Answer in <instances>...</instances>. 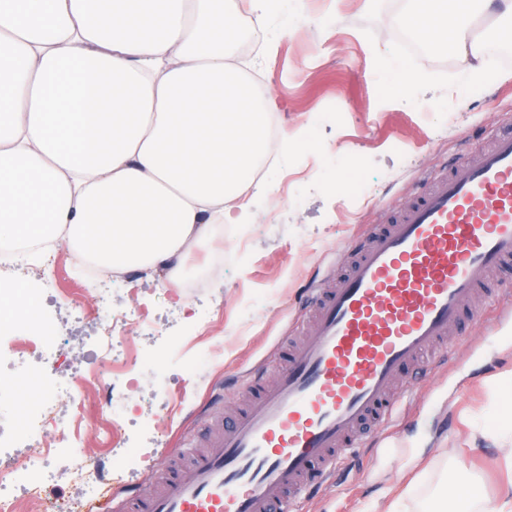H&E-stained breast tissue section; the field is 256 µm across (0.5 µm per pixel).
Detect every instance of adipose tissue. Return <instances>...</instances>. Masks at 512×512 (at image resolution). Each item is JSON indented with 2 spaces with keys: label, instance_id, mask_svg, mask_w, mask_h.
<instances>
[{
  "label": "adipose tissue",
  "instance_id": "1",
  "mask_svg": "<svg viewBox=\"0 0 512 512\" xmlns=\"http://www.w3.org/2000/svg\"><path fill=\"white\" fill-rule=\"evenodd\" d=\"M475 0H409L429 42L483 57ZM234 0H0V242L65 243L179 284L216 225L246 223L273 98L236 74Z\"/></svg>",
  "mask_w": 512,
  "mask_h": 512
}]
</instances>
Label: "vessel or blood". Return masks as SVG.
Wrapping results in <instances>:
<instances>
[{
	"mask_svg": "<svg viewBox=\"0 0 512 512\" xmlns=\"http://www.w3.org/2000/svg\"><path fill=\"white\" fill-rule=\"evenodd\" d=\"M340 261L334 287L309 291L304 336L251 378L247 405L202 453L158 490L116 487L86 512H288L306 488L335 482L350 450L392 422L404 370L447 361L471 301L492 298L499 319L512 317V300L489 285L512 271V131Z\"/></svg>",
	"mask_w": 512,
	"mask_h": 512,
	"instance_id": "obj_1",
	"label": "vessel or blood"
}]
</instances>
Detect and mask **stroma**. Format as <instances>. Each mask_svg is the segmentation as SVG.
I'll use <instances>...</instances> for the list:
<instances>
[{
  "instance_id": "35a3bbf8",
  "label": "stroma",
  "mask_w": 512,
  "mask_h": 512,
  "mask_svg": "<svg viewBox=\"0 0 512 512\" xmlns=\"http://www.w3.org/2000/svg\"><path fill=\"white\" fill-rule=\"evenodd\" d=\"M404 0H276L261 27L266 33L256 78L277 99L276 122L288 148L268 173L270 191L253 194L245 224L224 225V266L209 288L194 294L171 286L163 275L131 270L113 289L112 308L137 306L148 322L121 342L112 370L126 383L125 433L111 443L92 441L85 450L97 464L115 449L134 444L135 464L116 482L149 490L161 480L171 453L191 447L205 416L240 397L251 375L280 356L301 315L307 283L327 275L349 242L386 221L396 208L431 183L445 167L480 152L502 122L512 123V68L507 79L469 83L476 61L435 45L405 56L392 31ZM296 24L282 31L283 14ZM398 61L416 76L409 102H402L390 70ZM467 97H459L461 84ZM431 101L425 111L421 101ZM361 169L371 181L368 204H349L339 189L343 176ZM45 289L38 317L0 345V376L23 378L29 367L17 349L50 329L66 341L71 358L51 363L87 380L76 401L74 436L107 430V411L92 378L97 313L81 259L60 247L38 269ZM82 303V313L71 307ZM210 311L207 329L192 325L195 308ZM452 363L418 377L390 429L400 448H356L334 486L300 493L292 512H439L450 475L466 471L475 493L494 496L512 478L504 455L512 448V322L499 336L487 332L495 315L490 300L477 301ZM160 336L179 344L165 366V379L147 381L133 370L138 352ZM168 412L158 433L141 421L159 403Z\"/></svg>"
}]
</instances>
